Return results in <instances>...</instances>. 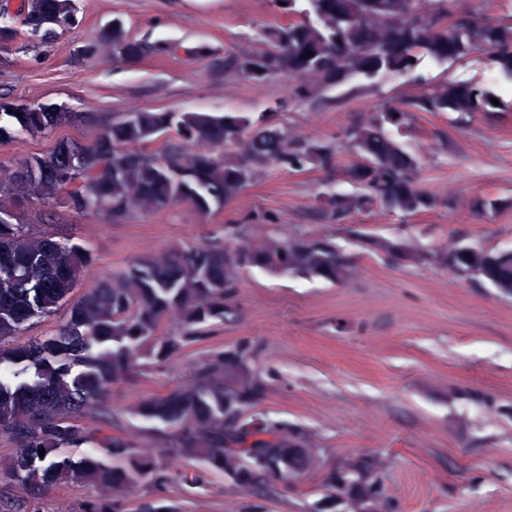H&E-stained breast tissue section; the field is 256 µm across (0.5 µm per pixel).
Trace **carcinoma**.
I'll use <instances>...</instances> for the list:
<instances>
[{
	"label": "carcinoma",
	"instance_id": "obj_1",
	"mask_svg": "<svg viewBox=\"0 0 512 512\" xmlns=\"http://www.w3.org/2000/svg\"><path fill=\"white\" fill-rule=\"evenodd\" d=\"M409 2L272 0L287 20L268 30L262 48L226 59L224 70L253 84L288 79L295 96L305 99L356 78L409 75L424 61L454 63L483 46L503 78L512 82V15H470L464 22L448 18L447 0H432L434 12L403 21ZM0 22L16 40L43 43L75 25L77 17L73 0H18ZM101 38L126 61L137 60L143 52L120 23L102 30ZM511 109L512 100L487 86L434 83L426 94L391 102L367 122L347 128L344 136L354 141V152L345 162L339 160L340 145L292 135L265 112L138 111L98 126L88 144L61 140L47 154L10 167L0 165V216H5L0 219V365L22 363L33 371L30 381L0 374V434L16 445L5 469L29 492L27 500H1L0 512H47L45 495L53 486L85 478L112 496L89 503L82 512H121L119 499L136 487L170 481L169 454L196 461L243 490L268 481L264 464L247 469L227 457L224 447L228 405L238 408L237 431L244 436L275 428L297 435L281 423L244 417V410L256 406L265 391L245 342L211 354L195 375V388H177L132 408V414L154 430L176 431L173 447L158 457L141 455L126 440L103 432L99 441L108 458L75 460L69 449L88 439L75 417L89 406L109 416L110 388L134 382L148 364L178 358L212 326L224 322L242 270L259 268L276 277L337 285L345 282L351 264L348 254L325 239H307L301 247L281 239L265 253L246 258L225 245L176 248L139 259L102 280L72 305L56 335L13 347L11 339L28 321L64 304L88 262L79 245L52 235L33 236L18 223L13 214L26 203H64L75 211L94 207L115 222L135 210L159 211L180 202L208 211L230 203L273 165L291 171L319 168L361 184L353 197L321 203L338 223L378 203L411 216L434 208L437 200L419 186L418 158L392 130L410 129L414 112L468 116ZM2 116L6 120H0V142L18 132L52 130L69 120V113L59 107L21 114L5 110ZM171 131L192 149L168 147L158 156L142 150V145ZM366 245L380 247L395 264L429 259L400 239H368ZM445 268L457 279L512 297V249L466 243L447 258ZM172 310L180 312L182 330L159 332ZM363 467L360 461L349 462L346 473L326 477L327 488L360 490L362 484L353 479Z\"/></svg>",
	"mask_w": 512,
	"mask_h": 512
}]
</instances>
